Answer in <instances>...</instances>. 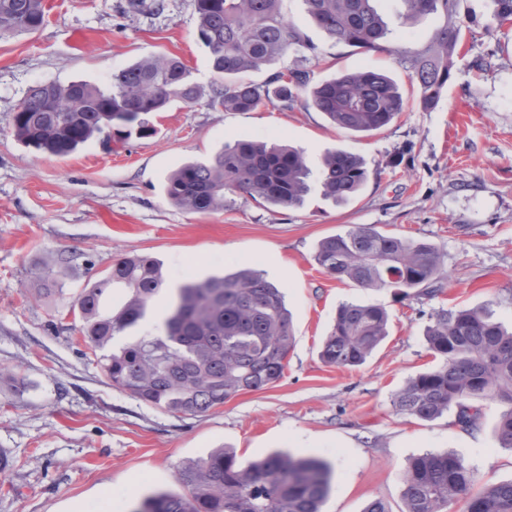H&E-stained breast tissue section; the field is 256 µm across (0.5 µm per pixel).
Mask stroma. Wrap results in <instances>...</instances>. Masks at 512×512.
<instances>
[{"label": "stroma", "instance_id": "1", "mask_svg": "<svg viewBox=\"0 0 512 512\" xmlns=\"http://www.w3.org/2000/svg\"><path fill=\"white\" fill-rule=\"evenodd\" d=\"M165 4L138 12L129 0H44L40 30L0 37V366L16 374L0 380V451L14 461L0 479V512H97L115 494L132 512L144 498L182 493L178 465L217 448L244 463L275 451L329 462L322 512H364L376 499L402 512V472L429 451L462 457L477 487L511 481L512 448L497 436L506 403L480 400L468 426L453 410L431 421L398 413L392 395L436 366L426 340L435 309L484 308L512 325V24L492 19L490 0H459L463 39L439 103L426 110L396 51L424 48L442 15L406 23L401 0H380L394 50L375 52L333 41L303 0H282L314 49L290 48L250 79L305 69L316 82L365 66L388 74L406 111L354 135L301 99L289 109H211L216 76L193 0ZM147 56L180 58L200 91L196 102L157 113L152 136L99 137L66 157L14 137L15 108L31 87L102 86ZM235 138L300 147L314 165L341 147L362 155L372 175L341 205L314 194L302 207L269 209L234 194L223 210L198 214L167 200L168 174ZM356 224L437 246L448 273L443 294L403 297L326 273L314 259L318 242ZM133 253L160 260L172 288L238 262L281 284L296 336L284 377L196 417L113 389L77 331L74 304L90 277ZM53 261L60 273L47 296L40 276ZM347 302L383 306L388 335L363 365L330 366L319 350Z\"/></svg>", "mask_w": 512, "mask_h": 512}]
</instances>
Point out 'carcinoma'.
Returning <instances> with one entry per match:
<instances>
[{"mask_svg":"<svg viewBox=\"0 0 512 512\" xmlns=\"http://www.w3.org/2000/svg\"><path fill=\"white\" fill-rule=\"evenodd\" d=\"M199 40L209 49L219 80L208 105L250 112L280 103L285 109L303 92L308 106L352 134L377 131L405 111L397 83L383 72L358 69L310 84L309 74H276L257 84L247 74L289 48L309 44L281 11V0H193ZM378 0H304L310 18L327 36L352 47L391 50L392 30ZM405 20L441 12L445 23L428 45L400 57L434 108L448 82L462 40L457 0H403ZM492 18L512 21V0H491ZM44 22L42 0H0V36L33 33ZM197 87L176 57H147L112 73L103 87L83 81L37 85L14 113L12 132L27 147L68 156L108 132L125 138L155 133L150 114L171 103L195 102ZM366 160L336 148L312 169L304 151L263 140L235 139L207 161L174 170L163 190L177 207L200 214L224 209L228 194H244L272 208L304 204L312 190L333 202L356 196L369 179ZM315 261L327 273L361 288H391L429 298L442 294L447 274L439 249L424 240L355 224L319 241ZM161 264L149 255L124 256L102 277L90 279L77 297L84 343L97 355L113 388L158 410L196 416L245 392L265 390L284 377L295 344L285 295L251 267L188 281L177 288L157 336H136L116 350L115 337L146 317L163 287ZM389 314L380 305L347 303L336 312L321 360L337 367L363 364L388 336ZM438 365L409 379L394 395L396 411L434 420L457 408L474 424L477 399L511 405L497 434L512 448V329L475 308L431 316L426 330ZM332 468L322 459L273 452L246 464L226 449L177 467L183 494L144 499L132 512H321ZM402 512H448L461 500L465 512H512V481L473 494L475 471L458 455L427 452L410 459L401 476Z\"/></svg>","mask_w":512,"mask_h":512,"instance_id":"obj_1","label":"carcinoma"}]
</instances>
